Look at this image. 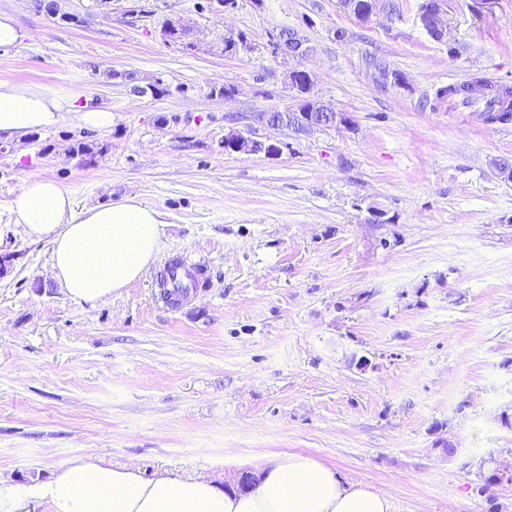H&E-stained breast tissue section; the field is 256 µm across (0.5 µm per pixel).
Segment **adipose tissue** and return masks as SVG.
<instances>
[{"instance_id":"ef3b65f1","label":"adipose tissue","mask_w":512,"mask_h":512,"mask_svg":"<svg viewBox=\"0 0 512 512\" xmlns=\"http://www.w3.org/2000/svg\"><path fill=\"white\" fill-rule=\"evenodd\" d=\"M107 131L111 110L80 94H49L0 81V142L66 124ZM13 223L52 247L54 277L78 304H95L140 279L164 247L158 210L120 199L76 210L57 181L27 175L7 204ZM244 489L223 478L163 470L147 479L135 469L83 456L60 464L49 479L20 482L0 476V512H392L384 493L345 483L315 457L281 453L255 468Z\"/></svg>"}]
</instances>
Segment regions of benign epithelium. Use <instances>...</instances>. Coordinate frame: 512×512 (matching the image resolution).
I'll return each mask as SVG.
<instances>
[{"mask_svg": "<svg viewBox=\"0 0 512 512\" xmlns=\"http://www.w3.org/2000/svg\"><path fill=\"white\" fill-rule=\"evenodd\" d=\"M428 12H420L422 24H431L441 34V38H449L447 32V0H428ZM383 8L371 0L368 6L363 9H353L351 17L360 25H368L373 22ZM268 49L270 53L280 59L288 66L287 78L289 86L296 90L303 85L312 88V77L309 71L295 67V63L307 58L313 53V47L300 37H295L291 42L286 43L279 32L275 31L269 36ZM296 105L304 107V111L297 113L295 121L273 120L267 112L241 113L234 117V122L241 125V128L232 130L224 136L230 141L234 151L243 154L268 153L273 144L258 137L257 126L277 128L288 132V135L299 138L306 136L315 130H327L329 126L310 119L312 112H326L336 116L334 126H345L349 123L348 117L342 112L336 111L334 107L318 99L315 96L309 98H296Z\"/></svg>", "mask_w": 512, "mask_h": 512, "instance_id": "7a95c632", "label": "benign epithelium"}]
</instances>
